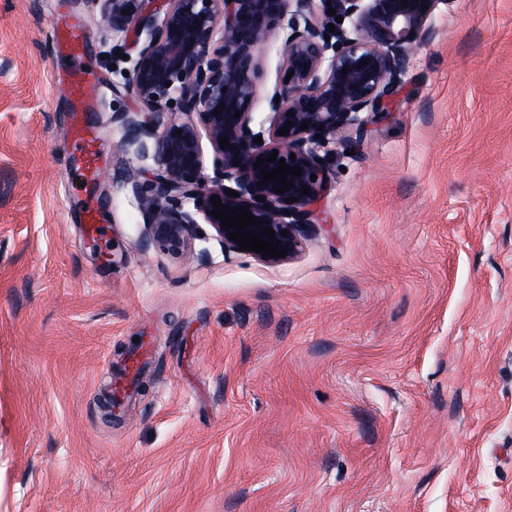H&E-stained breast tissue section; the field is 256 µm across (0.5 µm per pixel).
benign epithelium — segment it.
I'll list each match as a JSON object with an SVG mask.
<instances>
[{
    "label": "benign epithelium",
    "instance_id": "obj_1",
    "mask_svg": "<svg viewBox=\"0 0 512 512\" xmlns=\"http://www.w3.org/2000/svg\"><path fill=\"white\" fill-rule=\"evenodd\" d=\"M153 2L102 0L100 15L103 28L132 37L138 46L124 88L147 111L123 116L127 133L118 149L135 159L123 184L145 224V246L184 254L201 219L224 254L241 252L281 264L298 256L308 230L317 226L313 204L335 176L329 146L352 133L363 136L400 96L412 57L434 34L436 10L450 0H408L407 7L401 0H161L160 12ZM338 16L343 22L336 21ZM274 34L281 38L283 64L267 99L268 138L258 144L254 138L263 132H255L252 124L259 59ZM220 106L223 111L214 114ZM163 112L169 119L156 123ZM288 120L292 125L287 127ZM285 127L289 134H280ZM204 137L212 149L210 167ZM223 137L225 149L219 144ZM273 152L277 161H266ZM281 158L302 170L300 177L287 176L293 185L283 194L275 192L279 182H265L261 174L278 167ZM259 159L263 164L254 166ZM304 186L310 193L302 194ZM231 190L239 196L229 195ZM214 195L223 206L240 205L262 220L246 231L273 229L286 256L240 251L230 240L234 229L212 215Z\"/></svg>",
    "mask_w": 512,
    "mask_h": 512
}]
</instances>
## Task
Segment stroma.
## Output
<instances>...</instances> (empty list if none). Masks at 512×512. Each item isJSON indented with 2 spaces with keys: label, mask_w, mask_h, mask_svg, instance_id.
Returning <instances> with one entry per match:
<instances>
[{
  "label": "stroma",
  "mask_w": 512,
  "mask_h": 512,
  "mask_svg": "<svg viewBox=\"0 0 512 512\" xmlns=\"http://www.w3.org/2000/svg\"><path fill=\"white\" fill-rule=\"evenodd\" d=\"M100 0H0V512H512V0H452L299 256L144 244ZM83 35L81 184L53 24ZM282 64L261 55L254 130ZM92 200L108 228L90 239ZM154 339L119 418L101 394Z\"/></svg>",
  "instance_id": "stroma-1"
}]
</instances>
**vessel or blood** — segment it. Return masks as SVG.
<instances>
[{"mask_svg":"<svg viewBox=\"0 0 512 512\" xmlns=\"http://www.w3.org/2000/svg\"><path fill=\"white\" fill-rule=\"evenodd\" d=\"M58 56L66 65L59 76V83L69 94L71 104V133L78 153L79 168L86 182L95 181L100 175V163L96 149V132L85 114L91 109L95 86L84 59L85 41L75 27L67 21H59L53 31ZM153 347L152 338H145L139 351L129 358L122 376L116 384L117 394H124L135 382L140 369L149 358Z\"/></svg>","mask_w":512,"mask_h":512,"instance_id":"obj_1","label":"vessel or blood"}]
</instances>
